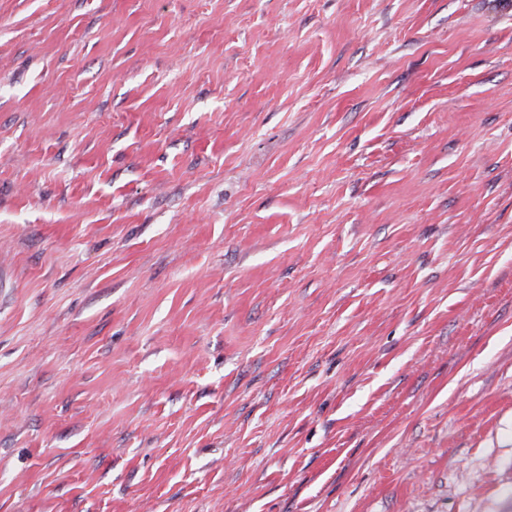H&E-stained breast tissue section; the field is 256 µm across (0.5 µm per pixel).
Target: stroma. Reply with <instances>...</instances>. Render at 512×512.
Wrapping results in <instances>:
<instances>
[{"mask_svg": "<svg viewBox=\"0 0 512 512\" xmlns=\"http://www.w3.org/2000/svg\"><path fill=\"white\" fill-rule=\"evenodd\" d=\"M0 512H512V0H0Z\"/></svg>", "mask_w": 512, "mask_h": 512, "instance_id": "obj_1", "label": "stroma"}]
</instances>
